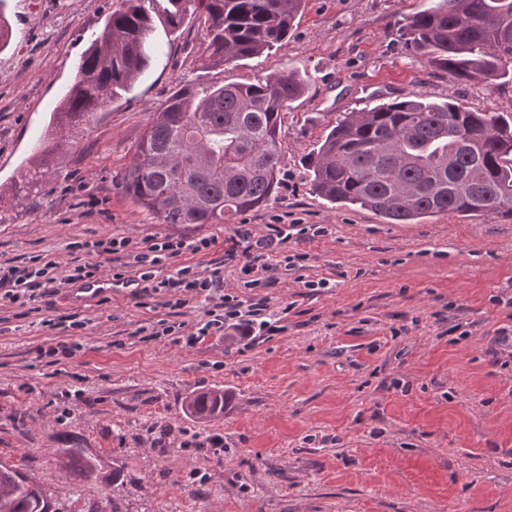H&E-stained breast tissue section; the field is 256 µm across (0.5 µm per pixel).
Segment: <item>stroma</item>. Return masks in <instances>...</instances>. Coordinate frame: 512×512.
<instances>
[{"mask_svg":"<svg viewBox=\"0 0 512 512\" xmlns=\"http://www.w3.org/2000/svg\"><path fill=\"white\" fill-rule=\"evenodd\" d=\"M425 0H305L271 51L198 68L205 28L155 20L158 48L130 91L69 151L14 193L112 0H6L12 32L0 50V258L65 263L72 243L116 233L223 239L241 224H319L289 244L299 266L265 288L280 332L244 345L211 336L189 348L140 338L163 310L155 296L116 288L106 301L58 293L38 311L0 298V462L29 475L66 512H512V351L487 353L512 327V218L447 213L386 224L332 206L311 189L303 159L343 112L419 93L482 112L512 109V81L450 85L406 44L405 18ZM309 76L282 118L281 186L266 207L221 224H162L116 187L151 115L181 84ZM329 279L311 290L303 280ZM74 315L78 329L46 319ZM66 340L70 358L42 356ZM220 387L221 419L199 424L182 403ZM224 441L221 454L207 447ZM88 448L96 479L61 471L59 448ZM123 475L113 480V466Z\"/></svg>","mask_w":512,"mask_h":512,"instance_id":"stroma-1","label":"stroma"}]
</instances>
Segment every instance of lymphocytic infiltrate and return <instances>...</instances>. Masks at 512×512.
<instances>
[{"label":"lymphocytic infiltrate","mask_w":512,"mask_h":512,"mask_svg":"<svg viewBox=\"0 0 512 512\" xmlns=\"http://www.w3.org/2000/svg\"><path fill=\"white\" fill-rule=\"evenodd\" d=\"M324 235V227L314 229L299 224H268L261 231L250 225L239 226L224 242L202 237L194 240L172 236H151L135 242L126 236L111 235L88 244V251L105 255L112 264V280L127 286H143L145 292L161 297L162 308L176 309L186 305L188 297L204 298L208 304L206 317L193 326L159 319L153 336H180L186 346L193 347L205 337L223 335L233 328L241 338L255 339L257 331L277 332V325L265 320L266 300L244 303L237 296L225 293L221 267L198 268L185 264L172 274L159 276L163 262L186 254L198 255L224 247L225 263L239 266L244 287L257 288L275 282L279 270L275 259L289 242L301 240L307 233ZM98 265L72 258L68 265L41 257L30 258L18 266L12 260L0 261V293L10 302H34L56 292L63 285L96 277Z\"/></svg>","instance_id":"lymphocytic-infiltrate-1"}]
</instances>
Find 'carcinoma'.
I'll list each match as a JSON object with an SVG mask.
<instances>
[{"instance_id": "1", "label": "carcinoma", "mask_w": 512, "mask_h": 512, "mask_svg": "<svg viewBox=\"0 0 512 512\" xmlns=\"http://www.w3.org/2000/svg\"><path fill=\"white\" fill-rule=\"evenodd\" d=\"M115 8L80 58L73 82L50 115L35 160L75 145V135L127 92L151 61L154 21L177 32L203 22L201 69L259 56L288 37L305 0H113ZM418 54L452 85L489 88L512 77V0H428L403 25ZM307 81L296 72L248 84L180 86L150 116L120 191L161 224H222L277 196L282 112ZM313 192L373 212L387 224L440 214L512 217V111L477 112L453 98L411 94L336 117L305 158ZM228 396L204 389L183 402L197 423L224 416ZM82 480L101 464L86 449H60ZM49 505L23 472L0 463V512H67Z\"/></svg>"}]
</instances>
